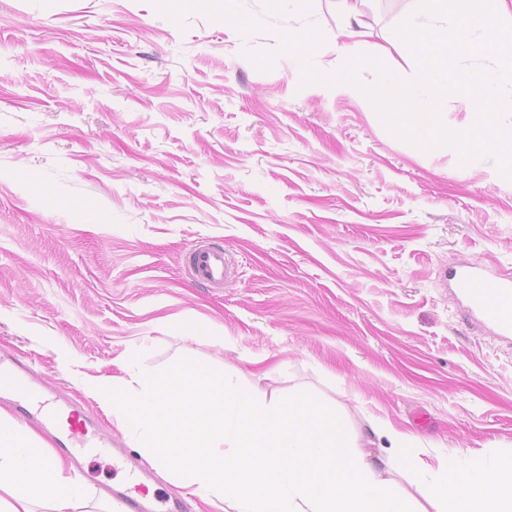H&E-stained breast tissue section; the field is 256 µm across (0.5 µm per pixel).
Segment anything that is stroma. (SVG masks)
<instances>
[{
    "label": "stroma",
    "mask_w": 512,
    "mask_h": 512,
    "mask_svg": "<svg viewBox=\"0 0 512 512\" xmlns=\"http://www.w3.org/2000/svg\"><path fill=\"white\" fill-rule=\"evenodd\" d=\"M243 6L266 30L179 25L151 0H0V347L130 448L102 384L191 364L500 476L512 338L464 317L447 272H512V180L396 137L359 87L302 84L278 50V31L316 25L313 63L335 71L412 0ZM352 21L362 37L338 38ZM201 243L232 258L224 287L186 269ZM78 461L85 512H116L124 466Z\"/></svg>",
    "instance_id": "35a3bbf8"
}]
</instances>
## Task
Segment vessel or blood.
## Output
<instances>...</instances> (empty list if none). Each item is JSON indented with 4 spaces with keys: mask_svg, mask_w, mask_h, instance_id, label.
Returning a JSON list of instances; mask_svg holds the SVG:
<instances>
[{
    "mask_svg": "<svg viewBox=\"0 0 512 512\" xmlns=\"http://www.w3.org/2000/svg\"><path fill=\"white\" fill-rule=\"evenodd\" d=\"M186 265L201 284L223 286L231 266L224 248L218 244L203 245L186 257ZM448 279L464 300L467 317L476 318L492 327L498 335H512V276L491 272L478 263H465L451 269ZM12 398L15 414L22 421H38L50 434L59 453L76 448H101L122 459L128 474V485L116 497L122 512H181L178 499L148 497L147 485L154 473L126 447L124 441L97 436L93 420L61 431L56 427L63 402L45 386L27 365L0 351V396Z\"/></svg>",
    "mask_w": 512,
    "mask_h": 512,
    "instance_id": "b4317fda",
    "label": "vessel or blood"
}]
</instances>
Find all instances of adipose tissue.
Masks as SVG:
<instances>
[{"instance_id": "ef3b65f1", "label": "adipose tissue", "mask_w": 512, "mask_h": 512, "mask_svg": "<svg viewBox=\"0 0 512 512\" xmlns=\"http://www.w3.org/2000/svg\"><path fill=\"white\" fill-rule=\"evenodd\" d=\"M106 405L153 466L174 470L201 498L224 496L234 512H412L395 472L419 478L413 512H512V471L492 480L477 466L457 471L450 458L430 464L391 426L379 455L368 435L349 440L342 419L307 397L215 384L190 365L144 378L132 394L113 387ZM82 497L66 463L0 410V512H35L46 498L50 512H75Z\"/></svg>"}]
</instances>
